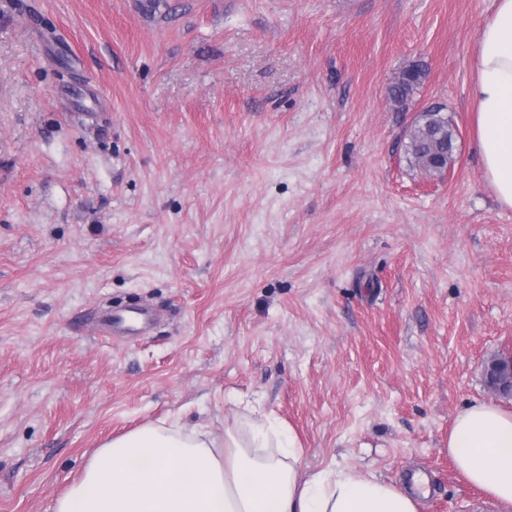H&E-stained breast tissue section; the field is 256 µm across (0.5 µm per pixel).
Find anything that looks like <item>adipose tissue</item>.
Wrapping results in <instances>:
<instances>
[{
    "label": "adipose tissue",
    "mask_w": 512,
    "mask_h": 512,
    "mask_svg": "<svg viewBox=\"0 0 512 512\" xmlns=\"http://www.w3.org/2000/svg\"><path fill=\"white\" fill-rule=\"evenodd\" d=\"M473 67L483 177L512 209V0H492ZM448 453L493 503L512 506V410L478 402L458 413ZM300 456L295 436L263 418L220 438L149 424L97 448L53 512H418L406 488L347 467L310 473Z\"/></svg>",
    "instance_id": "obj_1"
}]
</instances>
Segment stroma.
<instances>
[{
  "label": "stroma",
  "mask_w": 512,
  "mask_h": 512,
  "mask_svg": "<svg viewBox=\"0 0 512 512\" xmlns=\"http://www.w3.org/2000/svg\"><path fill=\"white\" fill-rule=\"evenodd\" d=\"M490 10L0 0V512H53L116 436H220L248 404L309 471L420 472V512H503L448 454L512 352V210L468 98ZM434 103L456 142L428 177L403 140ZM135 304L148 335L96 334ZM423 71L420 65L413 64L404 69L389 88L391 100L398 105H406L408 98L421 83Z\"/></svg>",
  "instance_id": "1"
}]
</instances>
